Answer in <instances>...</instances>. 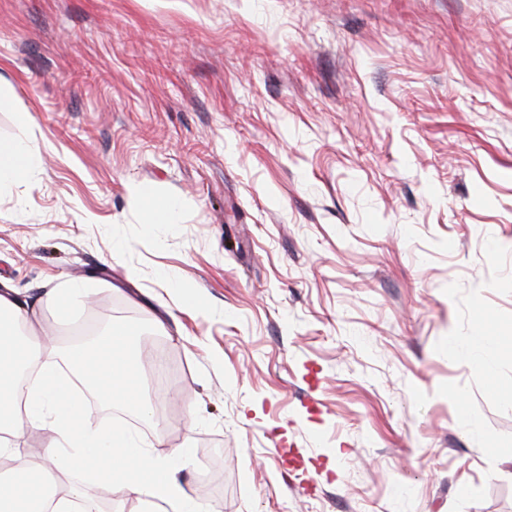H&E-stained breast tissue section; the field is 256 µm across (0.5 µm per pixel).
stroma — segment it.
I'll return each mask as SVG.
<instances>
[{"label": "stroma", "instance_id": "obj_1", "mask_svg": "<svg viewBox=\"0 0 512 512\" xmlns=\"http://www.w3.org/2000/svg\"><path fill=\"white\" fill-rule=\"evenodd\" d=\"M1 89L0 285L172 363L85 424L217 512H512V0H0ZM14 123L19 134L11 142L8 157L0 159V192L2 187L29 180L38 165V145L32 133L34 117L26 109H16ZM148 186L139 185L132 189L140 200L144 210L148 212V219L144 224H174L179 216V204L174 200H160L155 197ZM472 356V358L485 365L490 366L498 350L497 340L494 336H469L462 341Z\"/></svg>", "mask_w": 512, "mask_h": 512}]
</instances>
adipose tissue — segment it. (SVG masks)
Returning a JSON list of instances; mask_svg holds the SVG:
<instances>
[{
    "label": "adipose tissue",
    "instance_id": "obj_1",
    "mask_svg": "<svg viewBox=\"0 0 512 512\" xmlns=\"http://www.w3.org/2000/svg\"><path fill=\"white\" fill-rule=\"evenodd\" d=\"M14 123L18 134L0 159V188L29 180L38 164L32 113L15 110ZM31 315L14 295L0 292V499L10 501L13 512H91L93 487L106 486L137 496L145 512H199L176 476L178 452L141 448L118 428H84L83 395L57 375L55 349L30 332ZM67 361L73 372L89 373L106 401L149 414L147 398H129L133 362L126 337L103 336L71 350ZM38 426L49 427L54 438L31 459L23 437ZM132 460L148 474L147 483L129 479ZM63 474L70 481L62 486Z\"/></svg>",
    "mask_w": 512,
    "mask_h": 512
}]
</instances>
